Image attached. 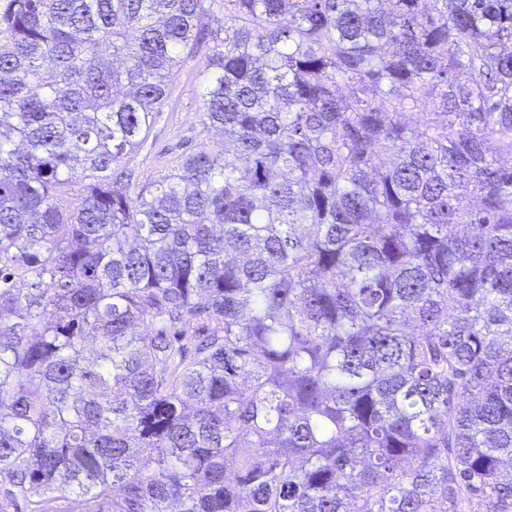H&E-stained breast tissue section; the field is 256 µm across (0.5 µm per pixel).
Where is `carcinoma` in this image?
Returning a JSON list of instances; mask_svg holds the SVG:
<instances>
[{
  "label": "carcinoma",
  "instance_id": "carcinoma-1",
  "mask_svg": "<svg viewBox=\"0 0 512 512\" xmlns=\"http://www.w3.org/2000/svg\"><path fill=\"white\" fill-rule=\"evenodd\" d=\"M204 40L224 140L134 191L124 160ZM506 460L512 0H7V498L512 512Z\"/></svg>",
  "mask_w": 512,
  "mask_h": 512
}]
</instances>
